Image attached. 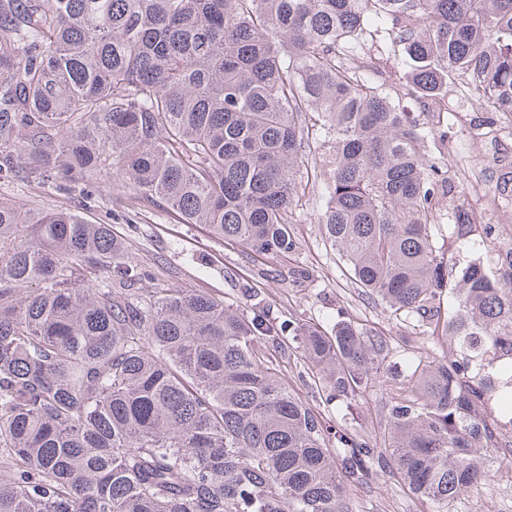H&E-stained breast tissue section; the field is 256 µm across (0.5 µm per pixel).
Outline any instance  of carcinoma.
I'll return each mask as SVG.
<instances>
[{"instance_id":"obj_1","label":"carcinoma","mask_w":512,"mask_h":512,"mask_svg":"<svg viewBox=\"0 0 512 512\" xmlns=\"http://www.w3.org/2000/svg\"><path fill=\"white\" fill-rule=\"evenodd\" d=\"M375 32L425 110L460 80L512 115V0H0L1 189L88 199L103 173L130 222L164 204L286 254L303 159L323 148L338 260L453 346L412 360L383 446L344 434L334 452L268 347L298 343L325 403L348 408L380 380L385 337L347 316L267 324L169 287L110 224L0 193V512H349L347 485L378 466L448 512L494 477L512 431L482 405L512 399L496 377L512 373V247L496 277L449 271L430 226L451 188L428 150L448 131L364 76L356 50ZM472 224L456 211V242Z\"/></svg>"}]
</instances>
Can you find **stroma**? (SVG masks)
I'll use <instances>...</instances> for the list:
<instances>
[{"instance_id":"1","label":"stroma","mask_w":512,"mask_h":512,"mask_svg":"<svg viewBox=\"0 0 512 512\" xmlns=\"http://www.w3.org/2000/svg\"><path fill=\"white\" fill-rule=\"evenodd\" d=\"M369 55L379 60L376 81L390 96L409 104L406 67L383 42H375ZM442 110L448 126V144H432L431 153L448 168L457 193L439 198L434 209L432 234L435 244L450 250L457 267L477 258L491 259L505 245L512 244V203H503L496 191L497 166L477 151L483 135L480 123L490 113L469 101L462 83H455ZM93 196L83 205L85 216L94 222L111 224L125 239L132 253L150 269L160 272L170 286L191 288L247 306L249 313L273 322L297 318L322 326L335 320L337 310H345L355 321L375 329L388 339L384 360L393 378H402L403 369L419 351L443 356L451 348L445 335H415L412 325L393 320L384 304L362 293L327 242L319 221L321 185H308L298 205L293 207L291 228L295 248L280 255H257L242 245L215 238L202 224H184L172 213L149 206L142 208L135 224L121 217L119 181L98 177ZM463 207L477 229L468 245L451 237L454 207ZM254 288L248 296L246 288ZM283 379L300 399L318 411L329 432L344 429L382 441L385 405L396 389L389 382L377 383L370 399L356 402L351 412L335 404L322 403L315 382L294 342L285 345L280 362ZM496 474L492 481L465 491L451 512H512V466L503 451H496ZM350 512H433L432 503L411 496L388 472L376 470L368 483L349 486Z\"/></svg>"}]
</instances>
